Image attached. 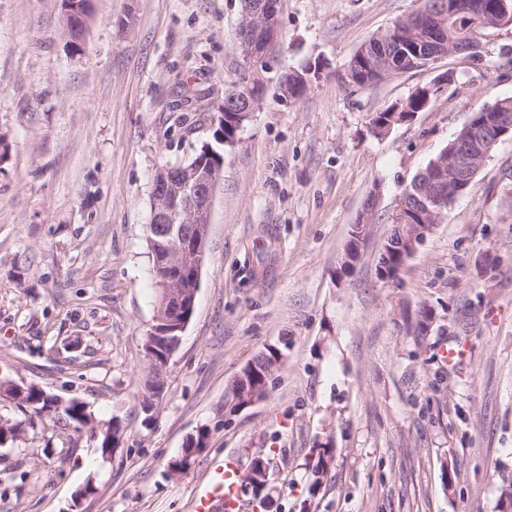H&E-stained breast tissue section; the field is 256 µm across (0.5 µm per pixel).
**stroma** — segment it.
<instances>
[{
  "label": "stroma",
  "mask_w": 512,
  "mask_h": 512,
  "mask_svg": "<svg viewBox=\"0 0 512 512\" xmlns=\"http://www.w3.org/2000/svg\"><path fill=\"white\" fill-rule=\"evenodd\" d=\"M422 5L282 0L280 65L319 55L328 66L300 100H266L226 152L194 314L147 424L152 182L212 139L242 63L241 2L92 0L76 51L62 0H0V376L125 426L107 456L0 395V417L22 424L0 446V512H192L213 465L243 471L268 454V508L248 492V512H498L490 472L512 470V139L396 280L375 266L403 187L475 109L512 97V71L497 66L512 57V27L488 31L481 65L453 56L369 87L340 79L370 35ZM446 71L447 91L372 135L376 112ZM375 187L380 221L340 275ZM422 305L434 321L417 341L402 321ZM454 334L463 356L451 367L442 350ZM272 346L281 363L266 398L225 418L232 380ZM201 431L206 448L171 474ZM319 443L333 459L315 486L307 462ZM89 482L95 495L75 502Z\"/></svg>",
  "instance_id": "35a3bbf8"
}]
</instances>
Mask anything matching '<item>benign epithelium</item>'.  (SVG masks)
Instances as JSON below:
<instances>
[{
    "label": "benign epithelium",
    "instance_id": "benign-epithelium-1",
    "mask_svg": "<svg viewBox=\"0 0 512 512\" xmlns=\"http://www.w3.org/2000/svg\"><path fill=\"white\" fill-rule=\"evenodd\" d=\"M87 29L84 15L66 14L64 31L69 41L83 42ZM261 37H266L261 28L246 19L240 21L238 49L247 68L257 76L277 70L276 55L257 46ZM221 173L219 167L202 170L182 164L166 165L157 170L153 179L150 223L159 236L176 242L175 250L167 249L157 258L156 270L166 303L181 313L179 320L156 317L146 336L144 357L151 362L160 380L167 373L180 334L194 312L198 292L195 285L200 283L205 264L213 199ZM261 477H269V468L265 460L257 458L244 479V490L252 488V481Z\"/></svg>",
    "mask_w": 512,
    "mask_h": 512
}]
</instances>
